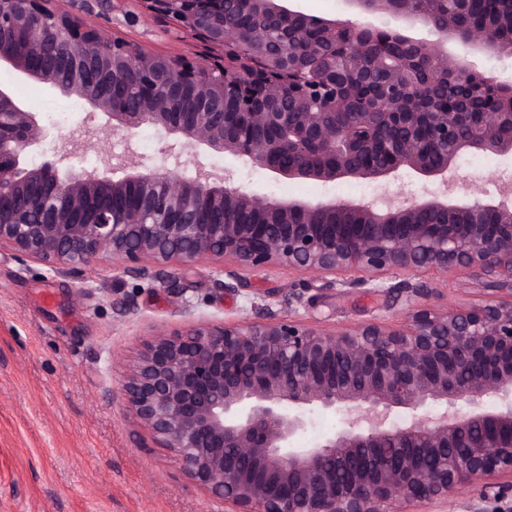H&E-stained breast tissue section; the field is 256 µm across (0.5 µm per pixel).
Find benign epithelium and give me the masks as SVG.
<instances>
[{"instance_id":"1","label":"benign epithelium","mask_w":512,"mask_h":512,"mask_svg":"<svg viewBox=\"0 0 512 512\" xmlns=\"http://www.w3.org/2000/svg\"><path fill=\"white\" fill-rule=\"evenodd\" d=\"M0 0V67L68 96L92 112L70 148L38 166L25 157L47 137L37 113L0 88V248L35 259L52 275L80 277L110 257L123 274L154 284L153 268L220 263L216 285L236 290L245 275L285 266L320 277L357 270L350 281L382 292L402 318L324 329L272 314L239 323L197 321L156 330L118 388L138 423L170 450L191 480L231 512H404L458 502L471 490L496 499L512 491V187L498 201L480 191L461 198L457 158L512 156V112L486 111L466 137L454 112H417L406 99L408 60L382 42L365 58L370 24L321 20V46L348 47L310 83L288 38L247 54L225 21L236 0H141L155 23L199 41L196 65L157 54L98 22L124 0ZM259 29L273 31L286 0H251ZM406 27L422 24L429 41L394 33L402 47L426 50L448 76H478L475 58L494 52L497 27L455 35L452 14L423 0H369ZM133 74L137 91L113 92ZM380 73L393 111L356 112L336 124V80ZM233 108L226 112L224 108ZM166 144L146 164L133 160L143 126ZM276 127L280 137L253 135ZM445 147L435 165L417 130ZM125 134L126 151L106 153L104 173L78 171L91 141ZM287 152L294 161L284 165ZM224 155L275 177L330 183L370 179V200H270L231 175L215 177L202 158ZM403 171L424 191L400 199L390 190ZM137 191L117 210L112 202ZM464 273L487 295L482 305L448 308L412 277ZM316 411L339 413L343 427L313 446L297 437Z\"/></svg>"}]
</instances>
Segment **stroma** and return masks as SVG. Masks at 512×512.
I'll return each instance as SVG.
<instances>
[{"label":"stroma","mask_w":512,"mask_h":512,"mask_svg":"<svg viewBox=\"0 0 512 512\" xmlns=\"http://www.w3.org/2000/svg\"><path fill=\"white\" fill-rule=\"evenodd\" d=\"M111 28L158 53L196 61L188 35L165 31L142 16L140 0H126ZM0 86L21 90V102L48 131L25 162L36 166L67 144L89 107L75 96L23 82L0 68ZM458 165L481 190L496 195L512 178V157L469 153ZM248 188L273 199L362 200L376 182L333 183L278 179L261 169L243 177ZM217 264L162 269L180 290L149 288L101 259L83 278L53 277L36 260L0 249V512H222V503L190 480L110 392L157 328L210 320L236 322L263 309L299 316L325 328L385 314L387 295L351 288L277 267L255 273L235 291L217 290ZM421 281L436 303L465 307L483 301L464 275L426 271Z\"/></svg>","instance_id":"obj_1"}]
</instances>
